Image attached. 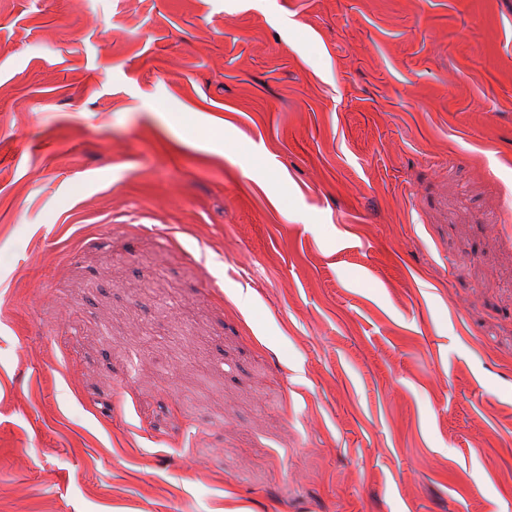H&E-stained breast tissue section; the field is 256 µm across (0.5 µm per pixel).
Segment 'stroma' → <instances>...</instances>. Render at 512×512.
<instances>
[{
    "mask_svg": "<svg viewBox=\"0 0 512 512\" xmlns=\"http://www.w3.org/2000/svg\"><path fill=\"white\" fill-rule=\"evenodd\" d=\"M510 225L512 0H0V512H512Z\"/></svg>",
    "mask_w": 512,
    "mask_h": 512,
    "instance_id": "1",
    "label": "stroma"
}]
</instances>
